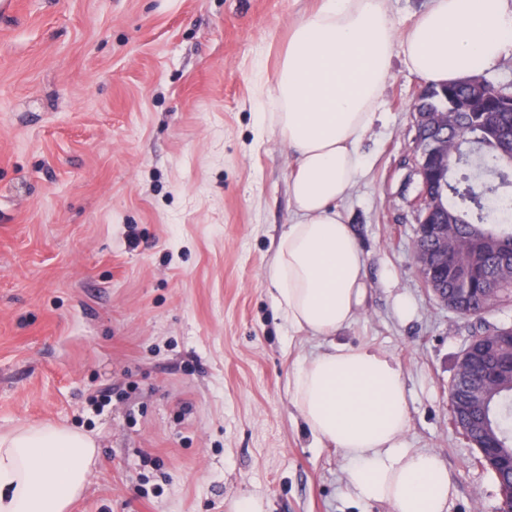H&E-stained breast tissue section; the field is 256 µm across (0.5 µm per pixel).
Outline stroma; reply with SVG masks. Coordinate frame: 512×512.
Masks as SVG:
<instances>
[{
  "label": "stroma",
  "mask_w": 512,
  "mask_h": 512,
  "mask_svg": "<svg viewBox=\"0 0 512 512\" xmlns=\"http://www.w3.org/2000/svg\"><path fill=\"white\" fill-rule=\"evenodd\" d=\"M319 0H13L0 11V433L52 423L99 460L70 512H393L352 497L288 390L326 338L264 280L295 215L293 157L261 113ZM424 81L394 59L338 207L366 296L336 342L399 365L407 447L448 468L450 512H497L449 421L465 320L425 287L409 201Z\"/></svg>",
  "instance_id": "stroma-1"
}]
</instances>
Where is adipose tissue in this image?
<instances>
[{
	"label": "adipose tissue",
	"instance_id": "ef3b65f1",
	"mask_svg": "<svg viewBox=\"0 0 512 512\" xmlns=\"http://www.w3.org/2000/svg\"><path fill=\"white\" fill-rule=\"evenodd\" d=\"M512 45V0H432L396 36L384 0H322L282 52L267 119L294 155L288 178L296 220L281 232L264 278L296 333L328 337L301 362L290 389L312 445L346 462V487L394 512H448V470L405 447L408 402L394 358L333 342L365 295L360 245L337 204L363 166L359 144L374 124L395 54L430 83L497 66ZM96 443L53 424L0 434V512H67L96 462Z\"/></svg>",
	"mask_w": 512,
	"mask_h": 512
}]
</instances>
